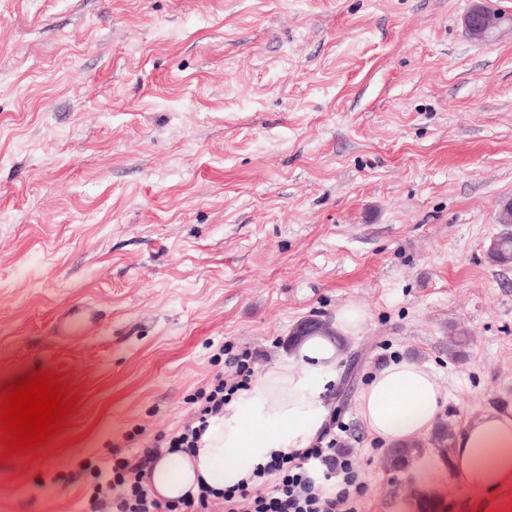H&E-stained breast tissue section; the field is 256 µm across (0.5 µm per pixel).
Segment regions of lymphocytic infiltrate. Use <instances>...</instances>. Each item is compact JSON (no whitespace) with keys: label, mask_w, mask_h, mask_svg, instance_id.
I'll return each instance as SVG.
<instances>
[{"label":"lymphocytic infiltrate","mask_w":512,"mask_h":512,"mask_svg":"<svg viewBox=\"0 0 512 512\" xmlns=\"http://www.w3.org/2000/svg\"><path fill=\"white\" fill-rule=\"evenodd\" d=\"M255 354L250 350L229 355L235 372L221 378L210 390L200 392L195 421L167 446L154 445L141 450L135 458L113 456L110 474L96 472V481L107 489L118 490L114 512H210L216 497H223L224 512H360L367 486L360 470L336 441V424L328 422L310 448L291 455L272 457L258 467L255 485L240 484L217 494L201 487L197 496L176 502H163L150 496L143 477L159 459L162 450L189 451L198 447L209 418L223 415L232 395L246 388L254 374Z\"/></svg>","instance_id":"obj_1"}]
</instances>
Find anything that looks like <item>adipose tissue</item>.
Wrapping results in <instances>:
<instances>
[{
    "instance_id": "1",
    "label": "adipose tissue",
    "mask_w": 512,
    "mask_h": 512,
    "mask_svg": "<svg viewBox=\"0 0 512 512\" xmlns=\"http://www.w3.org/2000/svg\"><path fill=\"white\" fill-rule=\"evenodd\" d=\"M366 322L358 307L338 309L330 334L302 338L288 358L238 391L193 453L164 452L143 480L149 494L175 502L203 483L233 487L252 481L255 468L274 454L309 448L329 417L323 394L336 379L343 347ZM447 399L427 365L403 357L371 374L357 410L375 440L395 446L430 433ZM448 465L467 493L464 512H512V409L489 408L467 421Z\"/></svg>"
}]
</instances>
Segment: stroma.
<instances>
[{
	"mask_svg": "<svg viewBox=\"0 0 512 512\" xmlns=\"http://www.w3.org/2000/svg\"><path fill=\"white\" fill-rule=\"evenodd\" d=\"M512 0H0V385L34 369L78 400L0 462V512H85L110 451L173 436L224 347L284 360L299 324L364 308L325 402L396 512L356 398L428 365L462 429L512 408ZM104 321L71 343L66 304ZM464 346H456L458 333ZM465 26L470 35L476 39H482L489 30L497 24L495 17L491 16L484 7L476 6L465 17ZM489 257L499 265L512 263V232L505 231L493 240L489 249Z\"/></svg>",
	"mask_w": 512,
	"mask_h": 512,
	"instance_id": "35a3bbf8",
	"label": "stroma"
}]
</instances>
